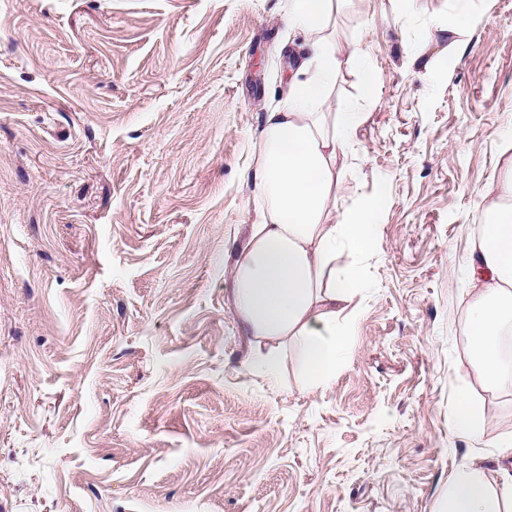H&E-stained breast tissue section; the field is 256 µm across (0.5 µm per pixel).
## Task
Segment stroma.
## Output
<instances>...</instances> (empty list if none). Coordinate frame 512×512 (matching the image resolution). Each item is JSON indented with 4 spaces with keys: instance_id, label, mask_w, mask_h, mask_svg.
I'll use <instances>...</instances> for the list:
<instances>
[{
    "instance_id": "obj_1",
    "label": "stroma",
    "mask_w": 512,
    "mask_h": 512,
    "mask_svg": "<svg viewBox=\"0 0 512 512\" xmlns=\"http://www.w3.org/2000/svg\"><path fill=\"white\" fill-rule=\"evenodd\" d=\"M288 2L0 0V512H440L452 472L497 480L512 387L468 353L459 265L512 129V0H472L454 54V0L337 15L379 87L339 202L388 196L312 392L291 340L255 372L231 297ZM457 12L456 22L439 28L440 32L445 33L448 39V48L456 49L465 43V38L470 34V30L474 24V17L469 9L470 0H456ZM452 414L457 430L472 440H481L485 435L490 420L475 406L467 394L461 393L455 401Z\"/></svg>"
}]
</instances>
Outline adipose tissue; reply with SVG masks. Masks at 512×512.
<instances>
[{
	"mask_svg": "<svg viewBox=\"0 0 512 512\" xmlns=\"http://www.w3.org/2000/svg\"><path fill=\"white\" fill-rule=\"evenodd\" d=\"M344 0H291L288 28L301 37V61L287 97L263 117L252 179L260 195L234 266L232 299L238 319L258 340L293 339L307 378L303 391L328 384L352 352L341 315L355 258L374 248L384 187L360 208L338 209L337 162L361 120L355 108L337 111L332 85L343 67L359 73L363 101L377 98L376 79L362 51L336 40ZM485 221L473 236L467 341L484 377L512 387V369L498 357L512 334V134L502 139L499 172L483 189ZM488 487L481 468L452 473L442 512H512V468Z\"/></svg>",
	"mask_w": 512,
	"mask_h": 512,
	"instance_id": "obj_1",
	"label": "adipose tissue"
}]
</instances>
